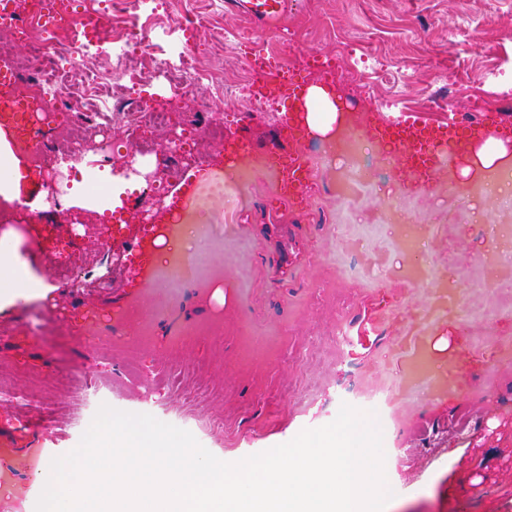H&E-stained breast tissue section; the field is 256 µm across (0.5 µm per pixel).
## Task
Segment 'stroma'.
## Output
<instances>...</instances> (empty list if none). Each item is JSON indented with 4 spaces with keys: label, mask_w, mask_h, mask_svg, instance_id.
Returning a JSON list of instances; mask_svg holds the SVG:
<instances>
[{
    "label": "stroma",
    "mask_w": 512,
    "mask_h": 512,
    "mask_svg": "<svg viewBox=\"0 0 512 512\" xmlns=\"http://www.w3.org/2000/svg\"><path fill=\"white\" fill-rule=\"evenodd\" d=\"M206 13L223 30L212 51L207 31L181 30L183 14ZM188 39L203 67L249 80L253 55L294 63L305 85L334 87L373 168L357 192L330 190L327 138H288L290 100L265 112L249 99H186L178 126H210L197 138L208 168L171 154L178 185L165 201L126 195L133 150L122 127L107 130L115 165L110 204L86 205L73 191L63 207L43 204L47 176L33 180L0 220V243L19 255L48 291L0 307V383L20 385L25 406L0 400V512H35L41 488L30 451L74 450L100 405L146 413L190 431L218 459L235 462L332 422L347 403L390 418L383 433L384 512H512V240L495 235L504 208L466 197L438 163L424 189L402 187L399 160L379 149L387 100L444 124L453 104L467 138L512 143V0H296L287 31L230 12L221 0H164L145 21L144 50L174 51ZM332 58L336 81L311 72L314 54ZM379 59L365 71L360 58ZM91 112L72 105L49 133L53 146L87 141ZM312 165L289 203L266 170L195 220L212 227L189 250L205 268L176 283L157 271L169 252L144 216L202 195L224 172L227 149L255 158L270 141ZM129 242L126 255L112 250ZM78 280L67 287L65 277ZM450 336L462 390L438 395L428 382L405 384L410 336Z\"/></svg>",
    "instance_id": "1"
}]
</instances>
